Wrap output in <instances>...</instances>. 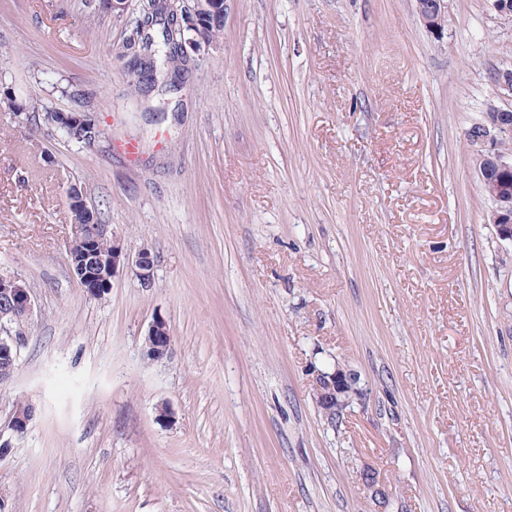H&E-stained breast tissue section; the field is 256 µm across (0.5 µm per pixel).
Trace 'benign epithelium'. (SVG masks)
Masks as SVG:
<instances>
[{
  "label": "benign epithelium",
  "mask_w": 512,
  "mask_h": 512,
  "mask_svg": "<svg viewBox=\"0 0 512 512\" xmlns=\"http://www.w3.org/2000/svg\"><path fill=\"white\" fill-rule=\"evenodd\" d=\"M132 0H100L102 10L114 15L129 14ZM183 7V21L190 31L187 40L193 52L212 43L207 25V13L225 14L227 0H179ZM416 13L426 30L436 39H443L448 31V0H415ZM494 85L503 97L512 98V69L509 67L497 71ZM45 124L68 128L87 121L85 112H48L42 114ZM471 142L476 148V165L480 181L486 195L493 201L491 223L497 234L504 240L512 241V151L505 149L502 142L512 137V110L490 105L482 121L471 129ZM72 235L85 240L87 248L80 262L69 264L74 278L85 284L92 293H102L112 288L114 277L120 268L132 267L144 287H149L154 277L153 260L148 249L142 248L136 254L128 253L122 240L109 235L105 224H74ZM110 236L109 249L101 253L95 243L99 236ZM0 303L12 308L16 320L28 319L34 310L29 289L21 279L15 276L0 275ZM25 339L13 335L7 324L0 322V352L7 357V363L0 369V384L9 381L16 369ZM171 346V337L165 319L155 318L149 325L144 337V354L150 361H159L166 357ZM311 391L313 400L328 421L336 419L353 402L362 399L365 389L359 375L340 363L332 369L323 370L315 366L310 368ZM34 413H25L15 408L9 421V428L17 438L22 437L32 420Z\"/></svg>",
  "instance_id": "obj_1"
}]
</instances>
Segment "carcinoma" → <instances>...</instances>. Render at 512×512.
Returning <instances> with one entry per match:
<instances>
[{
  "label": "carcinoma",
  "mask_w": 512,
  "mask_h": 512,
  "mask_svg": "<svg viewBox=\"0 0 512 512\" xmlns=\"http://www.w3.org/2000/svg\"><path fill=\"white\" fill-rule=\"evenodd\" d=\"M149 10L151 16L145 24L134 21L132 33L123 43L122 55L136 58L140 84L145 89L167 92L188 70L189 60L179 49V43L188 34L176 24L171 0H151Z\"/></svg>",
  "instance_id": "carcinoma-1"
}]
</instances>
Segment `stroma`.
<instances>
[{
    "mask_svg": "<svg viewBox=\"0 0 512 512\" xmlns=\"http://www.w3.org/2000/svg\"><path fill=\"white\" fill-rule=\"evenodd\" d=\"M449 13L439 42L414 0H227L162 111L127 20L0 0V274L34 299L0 384L1 429L35 407L0 456L8 512H512V242L467 141L512 106L491 79L512 22ZM13 95L103 135L20 123ZM72 184L148 248L151 287L73 278ZM334 361L368 396L331 425L309 369ZM168 325L162 317H156L149 325L144 337V354L150 361L166 357L171 346Z\"/></svg>",
    "mask_w": 512,
    "mask_h": 512,
    "instance_id": "35a3bbf8",
    "label": "stroma"
}]
</instances>
